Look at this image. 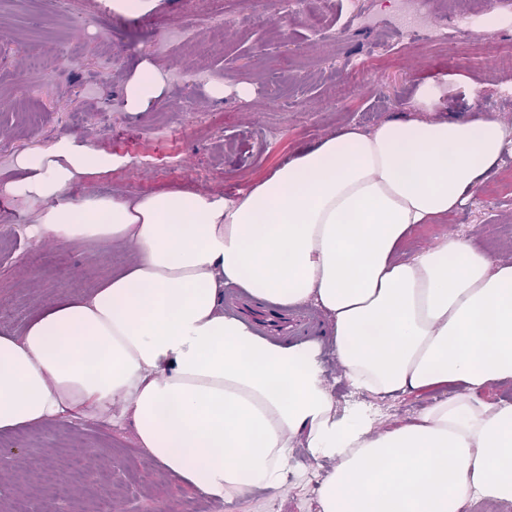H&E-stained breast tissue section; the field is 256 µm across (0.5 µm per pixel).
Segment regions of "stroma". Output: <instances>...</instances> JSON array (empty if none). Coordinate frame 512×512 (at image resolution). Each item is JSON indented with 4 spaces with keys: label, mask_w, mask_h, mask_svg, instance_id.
<instances>
[{
    "label": "stroma",
    "mask_w": 512,
    "mask_h": 512,
    "mask_svg": "<svg viewBox=\"0 0 512 512\" xmlns=\"http://www.w3.org/2000/svg\"><path fill=\"white\" fill-rule=\"evenodd\" d=\"M363 25L344 27L336 5L317 7L309 23L291 0H155L133 15L109 0H0V184L22 178V151L69 137L114 158L107 172L72 185L69 199L149 194L175 188L235 197L299 151L345 125L372 132L399 116L426 83L445 85L440 118L465 117L472 105L496 113L512 131V64L487 53L489 36L512 41V28L489 32L468 18L479 0H428L434 17L452 15L459 32L440 41L404 39L390 0H361ZM223 37H213L215 17ZM164 76L159 102L142 113L124 108L123 90L142 62ZM224 85L222 99L212 83ZM35 214L0 195V232H21L0 250V333H22L33 313L62 296L92 292L130 260L109 244L28 234ZM512 258V162L452 214L424 228L409 246H432L442 232ZM337 410L361 404L387 429L436 399L433 391L375 396L343 377L332 345L322 353ZM9 445L0 472V512L46 497L54 512H93L98 488L112 480V512H318L315 471L305 448L293 451L286 489L257 490L232 505L180 484L135 442L131 419L71 415L0 436Z\"/></svg>",
    "instance_id": "35a3bbf8"
}]
</instances>
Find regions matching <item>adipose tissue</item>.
<instances>
[{"label": "adipose tissue", "mask_w": 512, "mask_h": 512, "mask_svg": "<svg viewBox=\"0 0 512 512\" xmlns=\"http://www.w3.org/2000/svg\"><path fill=\"white\" fill-rule=\"evenodd\" d=\"M162 76L142 63L124 107L146 111ZM438 88L373 132L346 126L237 197L194 190H66L112 158L69 137L21 153L5 184L35 213L34 236L119 245L128 265L90 295L39 308L0 335V433L75 413L130 416L137 444L170 476L224 504L283 491L296 443L332 461L319 512H463L512 504V263L441 235L403 258L413 232L454 213L512 152L490 112L435 119ZM329 313L327 340L285 345L224 313L225 290ZM356 388L438 390L409 422L379 431L337 411L323 342Z\"/></svg>", "instance_id": "adipose-tissue-1"}]
</instances>
